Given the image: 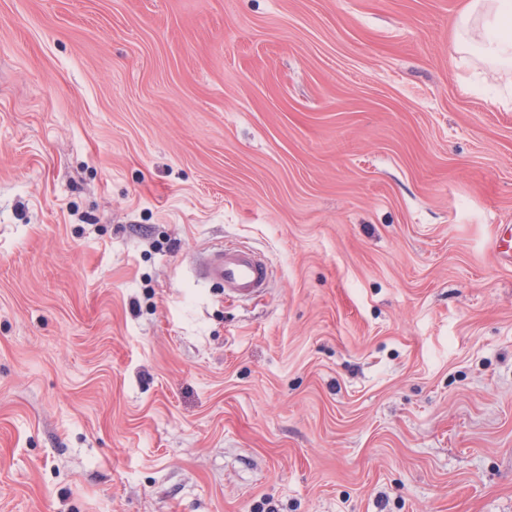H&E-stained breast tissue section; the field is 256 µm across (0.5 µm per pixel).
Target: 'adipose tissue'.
<instances>
[{
    "mask_svg": "<svg viewBox=\"0 0 512 512\" xmlns=\"http://www.w3.org/2000/svg\"><path fill=\"white\" fill-rule=\"evenodd\" d=\"M454 32L456 52L477 56L490 77L512 80V0H465Z\"/></svg>",
    "mask_w": 512,
    "mask_h": 512,
    "instance_id": "adipose-tissue-1",
    "label": "adipose tissue"
}]
</instances>
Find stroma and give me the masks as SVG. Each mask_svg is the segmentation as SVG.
<instances>
[{
    "mask_svg": "<svg viewBox=\"0 0 512 512\" xmlns=\"http://www.w3.org/2000/svg\"><path fill=\"white\" fill-rule=\"evenodd\" d=\"M462 5L0 0V512H512ZM228 244L262 294L199 277Z\"/></svg>",
    "mask_w": 512,
    "mask_h": 512,
    "instance_id": "stroma-1",
    "label": "stroma"
}]
</instances>
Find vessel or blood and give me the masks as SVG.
<instances>
[{"label":"vessel or blood","instance_id":"obj_1","mask_svg":"<svg viewBox=\"0 0 512 512\" xmlns=\"http://www.w3.org/2000/svg\"><path fill=\"white\" fill-rule=\"evenodd\" d=\"M207 280L223 285L226 294L247 299L265 291L270 268L264 257L249 248H222L204 265Z\"/></svg>","mask_w":512,"mask_h":512}]
</instances>
